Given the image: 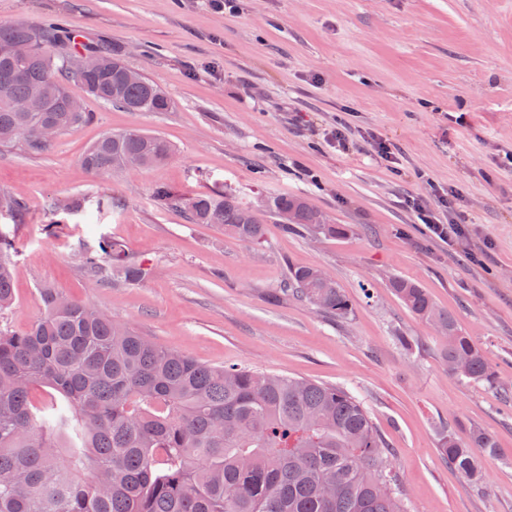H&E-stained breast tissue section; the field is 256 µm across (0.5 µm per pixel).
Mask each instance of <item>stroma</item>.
Wrapping results in <instances>:
<instances>
[{
  "mask_svg": "<svg viewBox=\"0 0 512 512\" xmlns=\"http://www.w3.org/2000/svg\"><path fill=\"white\" fill-rule=\"evenodd\" d=\"M53 26L66 54L100 45L173 99L128 112L69 83L90 119L41 154L0 148V191L24 203L0 214L13 236L14 302L0 325L28 328L51 284L200 362L240 364L346 388L392 450L408 512H512V0H0V24ZM343 128L337 146L329 130ZM139 128L174 147L159 165L91 175L102 134ZM390 144L383 162L376 140ZM232 191L247 205L302 195L342 237L287 232L266 219L261 243L162 206ZM456 191L467 232L447 245L422 224L417 197ZM71 196L111 210L53 214ZM120 242L149 273L130 286L92 283L84 244ZM322 267L352 303L343 319L281 294L289 267ZM414 280L486 353L499 383L452 376L443 339L392 294ZM415 340L403 349L397 334ZM491 433L482 483L442 457L445 431Z\"/></svg>",
  "mask_w": 512,
  "mask_h": 512,
  "instance_id": "1",
  "label": "stroma"
}]
</instances>
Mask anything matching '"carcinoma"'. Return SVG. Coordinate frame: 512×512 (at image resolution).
Returning a JSON list of instances; mask_svg holds the SVG:
<instances>
[{
  "instance_id": "cac0c4a2",
  "label": "carcinoma",
  "mask_w": 512,
  "mask_h": 512,
  "mask_svg": "<svg viewBox=\"0 0 512 512\" xmlns=\"http://www.w3.org/2000/svg\"><path fill=\"white\" fill-rule=\"evenodd\" d=\"M0 42L30 43L24 62L0 57V146L17 140L31 154L89 120L69 109L67 87L76 81L97 99L135 112H170L174 101L106 48L108 72L81 74L79 56L57 53L46 29L0 26ZM39 93L44 112H19V102ZM171 143L137 129L105 133L83 154L96 175L146 169L170 158ZM155 196L184 208L194 224L214 221L224 233L261 243L264 218L289 232L338 237L346 233L302 196L265 197L255 208L230 192L189 199L165 187ZM102 198L72 197L52 208L70 213ZM291 213L290 223L283 214ZM13 238L0 231V314L11 307ZM89 274L136 284L147 274L121 245L102 236L86 244ZM284 287L317 310L345 318L348 296L316 267L288 268ZM392 293L410 313L436 325L450 372L474 382L497 383L484 351L456 320L435 307L416 282L394 277ZM43 315L23 331L0 328V512H406L391 450L363 404L345 388L245 366L212 367L170 350L51 285L39 288ZM59 394L40 405L32 391ZM440 452L468 480L485 479L474 449L493 456L494 437L480 429L463 439L440 438Z\"/></svg>"
}]
</instances>
